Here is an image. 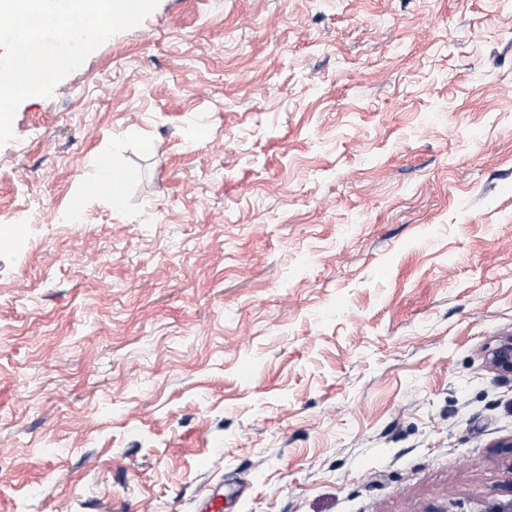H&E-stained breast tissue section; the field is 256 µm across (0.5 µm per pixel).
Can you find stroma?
Listing matches in <instances>:
<instances>
[{
  "instance_id": "1",
  "label": "stroma",
  "mask_w": 512,
  "mask_h": 512,
  "mask_svg": "<svg viewBox=\"0 0 512 512\" xmlns=\"http://www.w3.org/2000/svg\"><path fill=\"white\" fill-rule=\"evenodd\" d=\"M13 132L0 512L512 487V0H159ZM95 178L84 187V197H96L106 194L112 201V207L119 209L124 204V172L116 167L112 156L101 154L95 160ZM489 364L501 374H512V336L500 339L490 350Z\"/></svg>"
}]
</instances>
